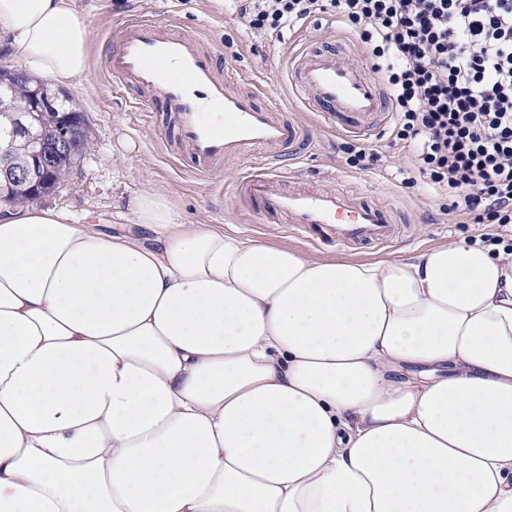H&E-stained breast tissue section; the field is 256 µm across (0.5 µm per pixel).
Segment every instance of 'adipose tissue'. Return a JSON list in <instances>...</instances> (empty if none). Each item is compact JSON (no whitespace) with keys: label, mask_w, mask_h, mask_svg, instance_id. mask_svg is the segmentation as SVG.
I'll use <instances>...</instances> for the list:
<instances>
[{"label":"adipose tissue","mask_w":512,"mask_h":512,"mask_svg":"<svg viewBox=\"0 0 512 512\" xmlns=\"http://www.w3.org/2000/svg\"><path fill=\"white\" fill-rule=\"evenodd\" d=\"M0 48L91 69L79 0ZM0 216V512H512V254L316 258L183 224Z\"/></svg>","instance_id":"1"}]
</instances>
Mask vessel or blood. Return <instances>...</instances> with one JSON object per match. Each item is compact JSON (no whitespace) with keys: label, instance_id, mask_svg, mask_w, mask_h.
<instances>
[{"label":"vessel or blood","instance_id":"b4317fda","mask_svg":"<svg viewBox=\"0 0 512 512\" xmlns=\"http://www.w3.org/2000/svg\"><path fill=\"white\" fill-rule=\"evenodd\" d=\"M116 44L113 76L173 113L177 138L199 173H214L226 160H247L256 149L275 163L284 148L304 143L303 127L281 119L280 103L260 102L258 87L241 88L220 72L198 31L174 33L160 21L134 20L120 29ZM289 89L342 132L372 134L391 114L380 81L342 46L305 48L293 56ZM236 190L258 215L286 217L292 230L330 237L341 248L387 244L400 233L391 210L350 190L293 191L282 175L267 171L245 177Z\"/></svg>","mask_w":512,"mask_h":512}]
</instances>
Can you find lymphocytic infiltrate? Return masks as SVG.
<instances>
[{
  "instance_id": "lymphocytic-infiltrate-1",
  "label": "lymphocytic infiltrate",
  "mask_w": 512,
  "mask_h": 512,
  "mask_svg": "<svg viewBox=\"0 0 512 512\" xmlns=\"http://www.w3.org/2000/svg\"><path fill=\"white\" fill-rule=\"evenodd\" d=\"M254 32L278 38L318 13L358 31L409 147L412 177L448 197L482 240L512 251V0H239Z\"/></svg>"
}]
</instances>
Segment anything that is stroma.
<instances>
[{"instance_id":"obj_1","label":"stroma","mask_w":512,"mask_h":512,"mask_svg":"<svg viewBox=\"0 0 512 512\" xmlns=\"http://www.w3.org/2000/svg\"><path fill=\"white\" fill-rule=\"evenodd\" d=\"M88 18L92 69L87 80L66 92L88 117L90 147L67 176L59 193L42 207L69 213L78 224H95L107 233L131 223L130 199L143 190L165 194L181 223L218 224L225 233L297 250L317 258L351 260L409 259L449 241L479 242L483 224H458L448 213L447 198L423 186L406 187L408 152L393 125L377 130L369 141L379 161L363 170L350 167L341 146L348 135L336 132L300 100H290L289 58L304 43H346L356 64L372 69L357 33L336 16L319 13L272 40L250 31L236 13L235 0H81ZM135 19L161 20L199 31L206 46L216 48L222 64L243 82L265 87L267 99L281 98L284 119L306 127L311 144L299 158L283 165L293 186L349 188L373 202L396 209L404 231L388 246L340 250L334 243L310 242L294 234L283 220L262 222L251 206L235 196L233 182L262 168L261 156L229 163L213 175H198L182 164L184 152L172 136L173 115L162 103L140 101L107 69L118 30Z\"/></svg>"}]
</instances>
